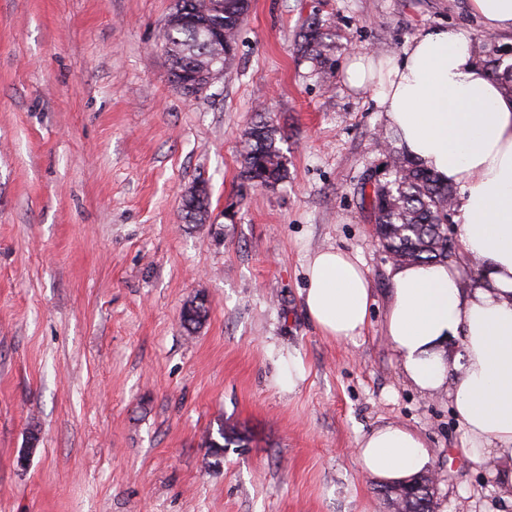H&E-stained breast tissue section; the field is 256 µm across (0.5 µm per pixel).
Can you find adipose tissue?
<instances>
[{"label":"adipose tissue","mask_w":512,"mask_h":512,"mask_svg":"<svg viewBox=\"0 0 512 512\" xmlns=\"http://www.w3.org/2000/svg\"><path fill=\"white\" fill-rule=\"evenodd\" d=\"M350 89L372 92L386 126L413 158L459 189L453 233L462 258L396 264L389 271L384 333L408 379L424 393L446 391L467 444L512 487V93L475 59L469 40L441 27L399 57L352 54ZM477 262L473 278L467 263ZM303 302L323 336L356 342L372 290L358 255L328 247L309 259ZM364 473L393 485L426 471L431 450L396 422L357 441Z\"/></svg>","instance_id":"1"}]
</instances>
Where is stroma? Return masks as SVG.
Segmentation results:
<instances>
[{
	"label": "stroma",
	"mask_w": 512,
	"mask_h": 512,
	"mask_svg": "<svg viewBox=\"0 0 512 512\" xmlns=\"http://www.w3.org/2000/svg\"><path fill=\"white\" fill-rule=\"evenodd\" d=\"M173 4L0 0V512H388L355 453L386 422L428 441L436 512H512L447 394L416 389L384 335L392 260L361 187L396 140L343 83L352 53L398 57L447 26L473 42L479 17L467 0H252L233 63L188 97L159 46ZM311 20L336 45L325 75L296 50ZM261 119L288 177L243 190ZM199 181L194 226L180 199ZM326 247L371 282L354 343L303 303ZM221 425L243 442L207 457ZM180 207L181 215L185 223L196 225L205 224V222H203V215L206 213L208 217L210 209V194L205 184L202 195L199 197L183 196Z\"/></svg>",
	"instance_id": "1"
}]
</instances>
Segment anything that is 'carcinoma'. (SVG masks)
<instances>
[{
	"mask_svg": "<svg viewBox=\"0 0 512 512\" xmlns=\"http://www.w3.org/2000/svg\"><path fill=\"white\" fill-rule=\"evenodd\" d=\"M190 4L200 17L206 16L207 0H181L174 4L164 25L163 45L171 62V76L178 80L183 72H192L201 64L221 58L220 65H228L234 51L219 56L212 40L203 30L180 22V4ZM249 4L245 0H224V14L209 16V22L224 29V43L235 46ZM333 49L326 41L318 24L311 22L301 35L298 51L321 64ZM394 179L373 190L371 213L375 233L383 247L399 263H443L458 258L448 253V210L453 208L456 195L453 186L443 183L404 152L391 150ZM240 176L248 186L273 187L287 178L286 157L278 146L277 130L266 121L252 124L244 134L240 152ZM210 194L203 191L198 197L184 196L181 215L187 224L203 223L209 213ZM220 443L207 438V448H226L242 442L240 433L218 428ZM385 500L398 512H429L425 498L409 500L392 487L382 489Z\"/></svg>",
	"mask_w": 512,
	"mask_h": 512,
	"instance_id": "1",
	"label": "carcinoma"
}]
</instances>
